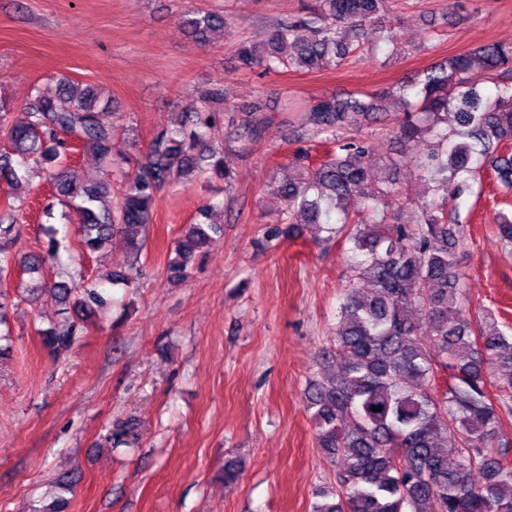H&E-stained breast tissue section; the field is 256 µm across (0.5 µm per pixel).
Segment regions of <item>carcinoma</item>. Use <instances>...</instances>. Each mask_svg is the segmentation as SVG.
I'll list each match as a JSON object with an SVG mask.
<instances>
[{
    "mask_svg": "<svg viewBox=\"0 0 512 512\" xmlns=\"http://www.w3.org/2000/svg\"><path fill=\"white\" fill-rule=\"evenodd\" d=\"M389 0H317L305 17L285 20L260 44H241L244 68L259 75L285 70H320L340 66L353 53L346 38L365 32L380 18ZM185 30L205 41L208 32L226 29L224 16L203 9L185 13ZM486 72L495 94L483 96L473 69ZM421 104L408 99L403 85L366 95V99L318 96L305 107L298 139L326 136L335 144L316 167L297 157L288 176L272 192L281 203V224L267 230L266 246L288 237L298 217L308 224H327L352 242L354 264L336 309V329L325 356L336 362L337 378L310 385L307 410L323 453L338 461L335 487L316 493L312 512H512V443L505 422L512 419V333L500 328L495 314L484 309L473 321L461 302L457 250L464 228L456 200L470 188L475 155L492 158L497 179L512 189V157L500 148L512 142V45L487 44L474 53L458 54L424 73L417 92ZM222 92L213 90L192 103L186 119L161 129L132 172L128 156L114 152L122 114L98 90L62 78L52 96L33 88L26 121L8 125V107L0 102V131L10 151L0 154V185L13 187L30 165L47 168L54 198L65 208L61 217L77 225L84 251L94 254L118 239L132 262L112 274V281L131 284L139 273L145 239L154 223L159 192L203 179L230 186L232 154L243 153L259 127H241L234 109L224 108L228 141L234 152L211 140L210 104ZM402 106L397 133L411 142L432 135L427 148L413 156L390 154L384 166L395 171L406 164L432 184V196L417 204V224H389L385 210L402 201L394 178L368 187L366 159L373 146L364 139L336 141V130L348 129L358 117ZM459 140L448 136V121ZM94 155L103 165L90 180L66 164L70 152ZM121 173L113 185L110 173ZM362 200L348 212L346 201ZM224 203H207L170 248L167 279L180 282L204 254L209 241L224 235V225L210 220ZM22 206L7 196L0 211V278L14 267L40 276L46 255H18L9 244L20 236ZM341 226H330L333 212ZM495 231L512 244V217L498 213ZM51 299L77 315L105 303L97 288H81L67 273L47 289ZM76 322L43 331V344L53 354L74 342ZM381 410H376V407ZM137 423L113 425L112 446L137 438Z\"/></svg>",
    "mask_w": 512,
    "mask_h": 512,
    "instance_id": "carcinoma-1",
    "label": "carcinoma"
}]
</instances>
